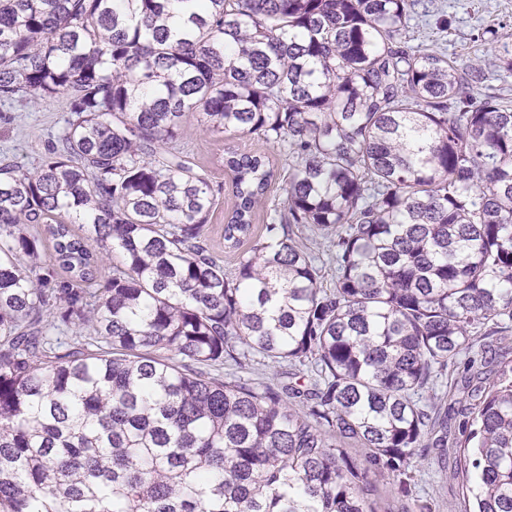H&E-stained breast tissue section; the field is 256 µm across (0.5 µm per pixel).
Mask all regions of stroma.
Instances as JSON below:
<instances>
[{"label":"stroma","instance_id":"1","mask_svg":"<svg viewBox=\"0 0 512 512\" xmlns=\"http://www.w3.org/2000/svg\"><path fill=\"white\" fill-rule=\"evenodd\" d=\"M440 17L448 19L449 29L437 28ZM490 23L498 32L497 41H478L481 29ZM406 36L411 44L431 46L456 64L480 66L484 78L475 92L476 98L497 95L512 101V77L504 75L498 61L500 45L512 46V0H416ZM69 117L58 98L38 104L25 99L0 102V162L35 169ZM185 142L189 161L203 169L218 190L209 227L211 244L220 255L224 252V220L234 204L231 181L224 171V152L229 148L262 152L266 146L253 137L205 132L192 117L186 121ZM462 467V453L452 444L443 467L419 468L414 474L416 486L411 497L402 501L404 512H416L418 500L426 498L431 500L434 512H460Z\"/></svg>","mask_w":512,"mask_h":512}]
</instances>
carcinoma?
I'll return each instance as SVG.
<instances>
[{"mask_svg": "<svg viewBox=\"0 0 512 512\" xmlns=\"http://www.w3.org/2000/svg\"><path fill=\"white\" fill-rule=\"evenodd\" d=\"M410 6L0 0V100L73 115L0 166V512H392L377 477L443 463L438 380L512 330V106ZM190 114L288 160L225 151L231 267ZM468 397L463 512H512V360Z\"/></svg>", "mask_w": 512, "mask_h": 512, "instance_id": "carcinoma-1", "label": "carcinoma"}]
</instances>
